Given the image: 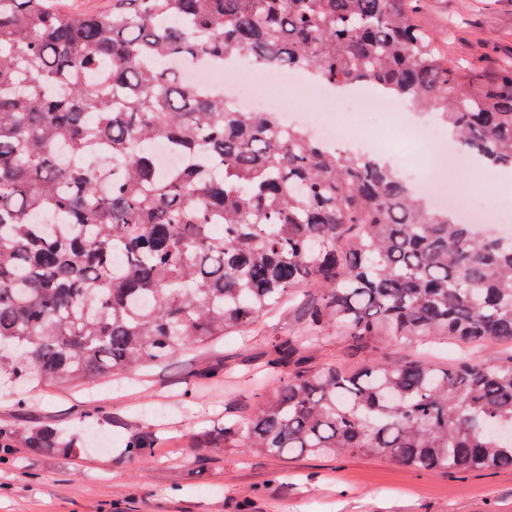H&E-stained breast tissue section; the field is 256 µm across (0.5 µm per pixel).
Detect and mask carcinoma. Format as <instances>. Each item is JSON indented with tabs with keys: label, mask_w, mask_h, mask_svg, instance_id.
<instances>
[{
	"label": "carcinoma",
	"mask_w": 512,
	"mask_h": 512,
	"mask_svg": "<svg viewBox=\"0 0 512 512\" xmlns=\"http://www.w3.org/2000/svg\"><path fill=\"white\" fill-rule=\"evenodd\" d=\"M412 0H0V381L67 386L247 332L307 288L304 334L257 374L252 412L194 432L268 456L383 455L418 472L512 469V358L285 366L330 334L512 343V242L414 196L391 166L184 85L168 62L242 55L372 85L512 169V67L449 61ZM166 139L184 164L157 169ZM122 255L121 265L114 253ZM158 437L128 441L141 462ZM82 441L0 419V466Z\"/></svg>",
	"instance_id": "cac0c4a2"
}]
</instances>
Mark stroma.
I'll return each instance as SVG.
<instances>
[{"mask_svg":"<svg viewBox=\"0 0 512 512\" xmlns=\"http://www.w3.org/2000/svg\"><path fill=\"white\" fill-rule=\"evenodd\" d=\"M419 24L452 61L493 74L512 66V0H416ZM297 302L265 315L247 334L181 353L139 373H120L88 388L39 387L17 397L0 386V417L23 426L46 422L84 434L80 458L65 463L22 455L0 469V512H512V471L461 478L416 472L380 456L288 459L236 448L196 449L189 435L246 415L256 402L251 377L278 336L300 331ZM387 337L357 350L332 334L307 354L318 365L366 362L395 354ZM195 385L198 398L182 393ZM101 409V436L85 431L83 410ZM162 429L164 441L146 461L121 457L131 435Z\"/></svg>","mask_w":512,"mask_h":512,"instance_id":"1","label":"stroma"}]
</instances>
